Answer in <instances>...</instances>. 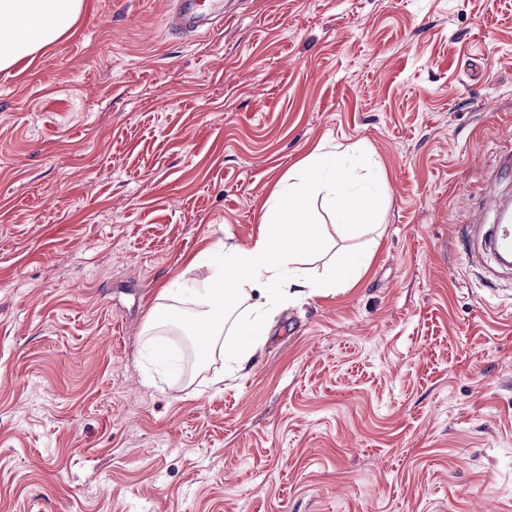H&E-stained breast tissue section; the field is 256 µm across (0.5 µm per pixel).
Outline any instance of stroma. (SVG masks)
<instances>
[{
  "label": "stroma",
  "mask_w": 512,
  "mask_h": 512,
  "mask_svg": "<svg viewBox=\"0 0 512 512\" xmlns=\"http://www.w3.org/2000/svg\"><path fill=\"white\" fill-rule=\"evenodd\" d=\"M83 0L0 71V512H512V274L465 264L482 174L512 138V0ZM369 151L378 225L325 208L318 274L248 369L156 365L161 295L247 246L317 145ZM224 12L223 0H171L165 20L176 34L210 33L224 27Z\"/></svg>",
  "instance_id": "35a3bbf8"
}]
</instances>
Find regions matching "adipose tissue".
I'll list each match as a JSON object with an SVG mask.
<instances>
[{"label": "adipose tissue", "instance_id": "ef3b65f1", "mask_svg": "<svg viewBox=\"0 0 512 512\" xmlns=\"http://www.w3.org/2000/svg\"><path fill=\"white\" fill-rule=\"evenodd\" d=\"M82 0H0V70H7L54 44L74 25ZM323 201L338 228L350 231L373 221L368 192L353 189L345 170L311 152L276 184L252 244L230 245L202 288L183 294L179 306L157 304L146 334L177 324L193 339L198 358L223 353L232 370H244L258 346L267 308L288 298L333 291L366 267L363 255L341 253L319 275L300 266L304 254L321 246L319 225L306 216ZM239 336L223 342L224 332Z\"/></svg>", "mask_w": 512, "mask_h": 512}]
</instances>
